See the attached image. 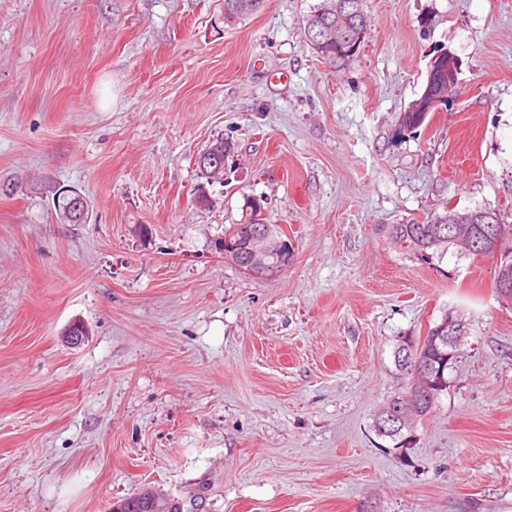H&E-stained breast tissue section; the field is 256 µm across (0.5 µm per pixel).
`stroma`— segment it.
<instances>
[{
	"mask_svg": "<svg viewBox=\"0 0 512 512\" xmlns=\"http://www.w3.org/2000/svg\"><path fill=\"white\" fill-rule=\"evenodd\" d=\"M318 2L0 0V512L146 485L206 512H512L496 259L428 265L379 231L512 204V0H367L341 67L304 37ZM442 49L449 105L401 128ZM58 188L86 223L58 222ZM256 198L294 247L273 276L219 250ZM449 313L468 342L396 450L373 429L394 345ZM61 193H64V196L68 199V204L65 207V211L63 214V220H70L75 221L74 224L79 223L82 224L85 222V219L87 218L88 210L86 213V217L84 220L76 221L78 218H80L86 210V200L83 197L82 194H80L77 191L70 190H60L58 195Z\"/></svg>",
	"mask_w": 512,
	"mask_h": 512,
	"instance_id": "obj_1",
	"label": "stroma"
}]
</instances>
